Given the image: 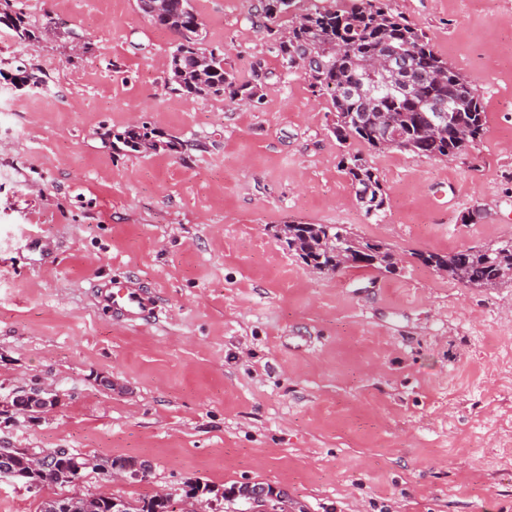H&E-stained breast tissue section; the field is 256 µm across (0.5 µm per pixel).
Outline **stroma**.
Listing matches in <instances>:
<instances>
[{
	"mask_svg": "<svg viewBox=\"0 0 512 512\" xmlns=\"http://www.w3.org/2000/svg\"><path fill=\"white\" fill-rule=\"evenodd\" d=\"M387 3L483 101L458 156L340 145L259 0H191L225 69L260 88L236 101L167 90L175 37L137 0H17L60 32L23 44L0 24V395L37 384L61 406L0 429V448L147 464L78 487L132 503L250 482L305 512H512V281L476 288L418 259L512 240V0ZM20 65L48 85L16 86ZM143 122L184 149L113 150ZM348 151L380 177L381 219ZM294 221L381 242L399 268L312 270L278 235ZM126 283L155 295L152 318L98 305L94 285ZM55 493L0 479V512ZM341 164L342 167H344L354 189L365 191L368 189L371 190L370 202L373 204H371L370 208L365 207L360 202L357 191L356 198L364 206L366 215L379 218L380 213L384 209L386 196L383 184L373 167L359 152L344 156L341 160ZM369 193L370 191H367L363 195L364 202H367ZM137 462L134 459L131 458H121V457H115L112 459L111 462L108 464H100V469L105 470L112 478L114 479H128L130 477L134 479L142 478L146 475V465H141L140 463H137L133 466H126L124 468H118L123 467L124 465H128L131 463ZM115 466V467H112Z\"/></svg>",
	"mask_w": 512,
	"mask_h": 512,
	"instance_id": "obj_1",
	"label": "stroma"
}]
</instances>
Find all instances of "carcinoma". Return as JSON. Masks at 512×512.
Returning a JSON list of instances; mask_svg holds the SVG:
<instances>
[{
    "label": "carcinoma",
    "instance_id": "1",
    "mask_svg": "<svg viewBox=\"0 0 512 512\" xmlns=\"http://www.w3.org/2000/svg\"><path fill=\"white\" fill-rule=\"evenodd\" d=\"M293 0H262L261 12L269 22L288 14ZM150 0H138V8L157 26L171 31L176 43L169 55L166 86L173 94L187 97H224L231 101L250 99L256 89L238 82L236 76L224 68V55L210 59V67L196 65V44L201 21L189 0H167L156 14L148 10ZM302 21L291 22L288 28H267L271 40L278 45L283 65L295 68L294 58L312 54L315 64L304 70L312 92L330 102L336 122L333 133L345 144L357 140L373 150H383L378 124L358 121L361 112L376 115L393 114L405 136V150L428 157L461 153L456 128L465 126L469 144H474L484 133L485 115L480 95L468 89L452 113L446 132L437 139L422 131L425 104L433 97L448 93L468 82L431 47L422 29L391 13L384 0H343L334 6H316L301 14ZM0 23L11 27L22 42H33L41 37V30L28 28L23 15L14 10L12 0H0ZM339 42V53L327 46ZM398 52L414 51L410 58L412 89L397 90L380 79L364 72V63L384 49ZM112 148L117 151L142 153L154 149V132L147 124L129 125L113 135ZM351 185L357 190H371V206L366 215L380 217L385 205V190L379 176L360 153L341 160ZM288 251L298 256L307 266L332 272L336 267L335 249L340 247L350 259V266L393 272L398 265L396 254L384 245L358 237L348 230L329 224H290L284 237ZM418 259L448 276L461 277L475 287L493 288L512 276V241L484 249L467 248L449 253L420 254ZM47 466L34 473L40 486L54 485L66 488L71 478L83 479L85 470L69 472L76 452L69 448L48 451ZM41 512H86L83 501L60 492L43 502ZM125 512H162V505L151 496L133 505L125 503Z\"/></svg>",
    "mask_w": 512,
    "mask_h": 512
}]
</instances>
